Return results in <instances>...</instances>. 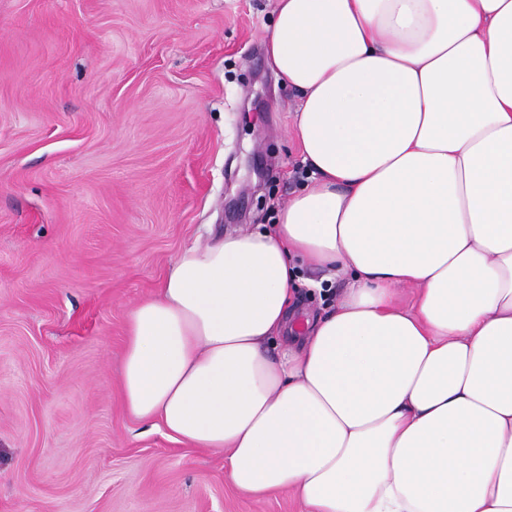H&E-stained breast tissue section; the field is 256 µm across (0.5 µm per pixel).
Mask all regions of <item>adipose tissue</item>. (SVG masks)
<instances>
[{"label": "adipose tissue", "instance_id": "ef3b65f1", "mask_svg": "<svg viewBox=\"0 0 512 512\" xmlns=\"http://www.w3.org/2000/svg\"><path fill=\"white\" fill-rule=\"evenodd\" d=\"M264 47L310 176L131 309L127 412L254 500L512 512V0H276ZM306 265L349 281L301 319Z\"/></svg>", "mask_w": 512, "mask_h": 512}]
</instances>
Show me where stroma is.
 <instances>
[{"label": "stroma", "instance_id": "35a3bbf8", "mask_svg": "<svg viewBox=\"0 0 512 512\" xmlns=\"http://www.w3.org/2000/svg\"><path fill=\"white\" fill-rule=\"evenodd\" d=\"M275 0H0V512H301L125 409L128 313L298 192Z\"/></svg>", "mask_w": 512, "mask_h": 512}]
</instances>
